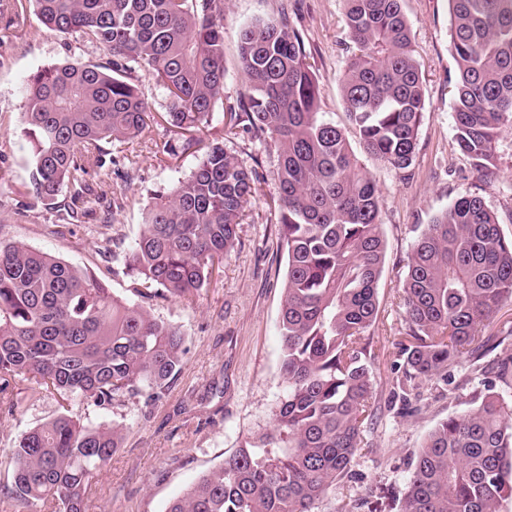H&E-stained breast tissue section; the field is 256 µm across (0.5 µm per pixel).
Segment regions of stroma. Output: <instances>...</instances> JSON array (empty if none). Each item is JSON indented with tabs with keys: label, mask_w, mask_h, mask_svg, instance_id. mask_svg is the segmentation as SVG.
Instances as JSON below:
<instances>
[{
	"label": "stroma",
	"mask_w": 512,
	"mask_h": 512,
	"mask_svg": "<svg viewBox=\"0 0 512 512\" xmlns=\"http://www.w3.org/2000/svg\"><path fill=\"white\" fill-rule=\"evenodd\" d=\"M426 88V112L411 167L397 171L367 154L349 123L339 78L351 53L344 0H224L225 103L245 89L238 64L240 29L255 20L288 17L301 33L317 75L321 107L341 127L382 195L380 222L386 258L378 282L379 313L370 332L377 405L366 445L352 462L353 477L330 488L319 512H397L396 500L425 435L496 381V361L512 353V303H506L487 335L499 345L481 360L461 359L447 380L423 382L408 404L392 395L405 341L402 284L405 263L422 227L465 192L483 198L512 236V162L487 171L473 166L455 141V62L451 54L448 0H402ZM99 50L68 35L43 32L36 15L25 27L0 29V241L23 242L87 268L114 297L132 301L135 282L125 270L129 244L140 234L145 208L196 167L198 155L174 157L167 135L153 123L127 143L136 164L129 178L112 181L115 207L109 220L93 213L63 233L52 232L53 212L27 192L33 143L23 132L25 86L38 68L95 61ZM264 183L246 207L239 241L193 302L165 296L146 301L152 315L178 325L188 353L182 371L153 404L137 397L108 409L73 405L93 424L122 425L120 447L91 487L85 512H166L168 504L202 474L217 468L247 439L275 425L287 384L280 372L279 321L287 252L278 235L276 151L239 133L226 145ZM23 405L0 404V484L10 482V450L25 432L56 417V398L37 385H20Z\"/></svg>",
	"instance_id": "35a3bbf8"
}]
</instances>
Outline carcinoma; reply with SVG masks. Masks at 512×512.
<instances>
[{
	"instance_id": "cac0c4a2",
	"label": "carcinoma",
	"mask_w": 512,
	"mask_h": 512,
	"mask_svg": "<svg viewBox=\"0 0 512 512\" xmlns=\"http://www.w3.org/2000/svg\"><path fill=\"white\" fill-rule=\"evenodd\" d=\"M101 50L96 62L45 66L29 79L23 119L33 139L30 187L45 205L66 193L64 221L110 204L112 174L134 165L122 145L155 120L133 74L163 91L160 119L172 155L202 152L191 174L152 197L128 265L145 298L192 300L238 241L260 177L224 140L247 131L277 154L279 230L288 268L280 314L288 391L276 426L224 458L166 512H317L351 478L374 412L376 379L363 344L378 315L386 256L381 195L342 130L321 112L302 35L285 18L256 20L239 36L246 80L224 105V0H12L0 27L27 22ZM402 0H345L353 51L340 78L349 122L386 167L413 162L426 89ZM456 64V142L479 169L497 166L512 129V0H448ZM221 125L202 146L198 133ZM403 283L402 376L407 399L423 381L448 380L460 359L492 350L480 332L512 301V239L483 199L461 194L425 225ZM180 328L114 298L91 271L0 242V401L21 407L17 381L61 400L63 412L11 450L0 496L26 508L85 512L92 482L122 428L81 422L75 402L106 408L127 397L158 401L185 356ZM512 497V407L489 389L426 436L398 512H500Z\"/></svg>"
}]
</instances>
